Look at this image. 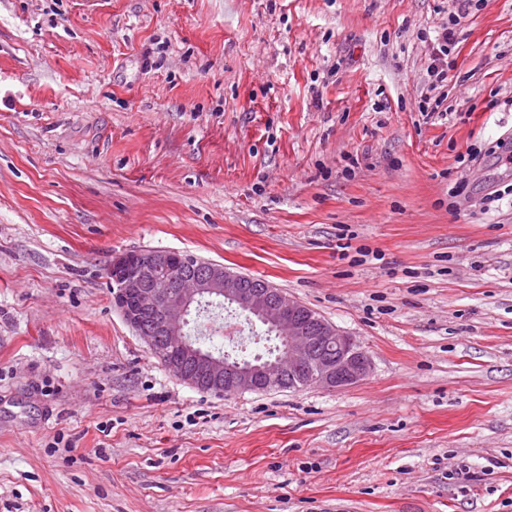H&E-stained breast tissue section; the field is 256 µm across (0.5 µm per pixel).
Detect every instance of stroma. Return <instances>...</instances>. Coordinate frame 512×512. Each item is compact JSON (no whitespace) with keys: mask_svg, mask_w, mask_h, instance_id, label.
Instances as JSON below:
<instances>
[{"mask_svg":"<svg viewBox=\"0 0 512 512\" xmlns=\"http://www.w3.org/2000/svg\"><path fill=\"white\" fill-rule=\"evenodd\" d=\"M456 7L0 0V512H512V0L425 116ZM146 250L265 279L370 374L189 387L112 305ZM225 320L264 352L231 308L189 330Z\"/></svg>","mask_w":512,"mask_h":512,"instance_id":"1","label":"stroma"}]
</instances>
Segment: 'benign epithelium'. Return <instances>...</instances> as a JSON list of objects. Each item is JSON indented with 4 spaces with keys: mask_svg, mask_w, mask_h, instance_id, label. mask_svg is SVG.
I'll return each mask as SVG.
<instances>
[{
    "mask_svg": "<svg viewBox=\"0 0 512 512\" xmlns=\"http://www.w3.org/2000/svg\"><path fill=\"white\" fill-rule=\"evenodd\" d=\"M185 255L166 250L116 255L105 269L112 303L151 353L180 381L219 396L283 388L307 373L308 384L340 389L364 380L371 360L353 339L302 302L264 280L223 265L186 268ZM220 299L284 337V352L244 362L198 346L188 326Z\"/></svg>",
    "mask_w": 512,
    "mask_h": 512,
    "instance_id": "7a95c632",
    "label": "benign epithelium"
}]
</instances>
